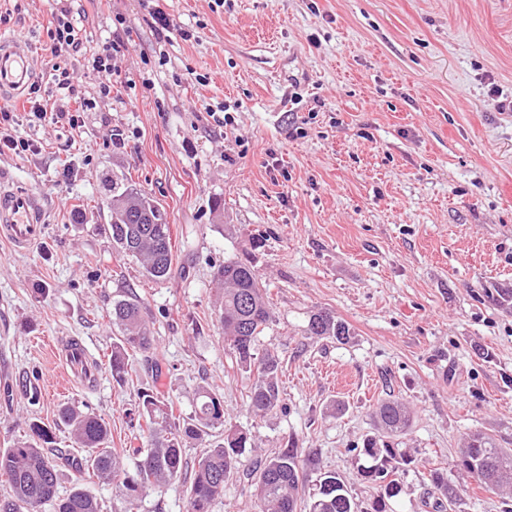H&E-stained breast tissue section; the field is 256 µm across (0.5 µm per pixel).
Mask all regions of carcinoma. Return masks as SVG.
<instances>
[{
    "mask_svg": "<svg viewBox=\"0 0 512 512\" xmlns=\"http://www.w3.org/2000/svg\"><path fill=\"white\" fill-rule=\"evenodd\" d=\"M105 205L112 213L109 231L113 246L136 259L149 279L162 282L170 278L173 246L165 209L115 173L112 195ZM215 277L224 291L219 322L232 362L257 374L248 407L256 415H266L283 407V397L277 378L278 355L269 350L257 354L258 336L271 318L259 276L250 262L228 260L217 267ZM112 324L120 336L112 343L108 364L112 378L121 382L128 374L129 352H150L153 336L137 299L112 305ZM308 327L314 336L341 343L350 337V328L326 310L312 314ZM134 415L145 422L146 446L110 448V432L103 419L70 406L59 411L60 422L85 449V455L73 457L69 466L80 474L90 471L98 480L115 485L126 503L125 512H135L147 491L158 490L182 475L185 440L203 443L212 431L221 428L223 441L205 448L197 461L189 488V512H213V505L224 495V485L239 474L254 486L251 512H361L334 472L322 473L318 493L310 495L305 464L295 448H281L244 468V458L252 451L249 437L240 430L224 428V396L208 384L197 386L195 408L188 418L175 415L172 399L155 388L138 393ZM376 418L380 435L366 439L360 449L365 460L361 476L381 488L373 512H387L386 500L399 492L392 476L409 464V459L390 447L385 438L406 430L411 411L393 399L377 407ZM50 443V431L33 421L28 434L9 448H0V474L8 477L11 487L10 496L0 499V512H41L47 504L54 512H101L97 499L78 483L66 496L58 495L59 456L49 448ZM461 466L490 490H512V448L498 447L483 433L470 436ZM431 482L437 507L457 499L458 489L449 485L442 473H433Z\"/></svg>",
    "mask_w": 512,
    "mask_h": 512,
    "instance_id": "carcinoma-1",
    "label": "carcinoma"
}]
</instances>
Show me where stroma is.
I'll list each match as a JSON object with an SVG mask.
<instances>
[{
  "mask_svg": "<svg viewBox=\"0 0 512 512\" xmlns=\"http://www.w3.org/2000/svg\"><path fill=\"white\" fill-rule=\"evenodd\" d=\"M55 0H0V31L30 42L40 94L59 93L44 64ZM81 55L67 62L78 135L20 123L36 153L0 155V175L43 198L34 248L0 240V448L29 422L54 452L82 450L58 410L102 418L112 447L144 443L129 411L143 387L194 409L206 383L224 395V424L248 433L252 458L295 445L312 457L307 489L336 473L371 512L358 448L374 411L398 398L412 410L394 440L411 460L388 512H434L433 471L461 495L451 512H512V495L461 470L469 435L512 448V0H83ZM190 40L159 41L151 9ZM121 50L112 92L100 96L84 60L107 41ZM205 83H198V76ZM123 141L107 140L108 129ZM124 174L168 214L173 273L163 283L117 252L103 203ZM252 262L272 318L258 352L280 359L286 409L248 408L256 373L233 368L217 320L214 273ZM134 295L153 328L124 382L108 366L114 302ZM331 310L349 342L312 336ZM80 341L94 376H68L57 357ZM36 389L24 394L19 381ZM101 512H124L114 486L60 465Z\"/></svg>",
  "mask_w": 512,
  "mask_h": 512,
  "instance_id": "obj_1",
  "label": "stroma"
}]
</instances>
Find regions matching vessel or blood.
I'll list each match as a JSON object with an SVG mask.
<instances>
[{
  "mask_svg": "<svg viewBox=\"0 0 512 512\" xmlns=\"http://www.w3.org/2000/svg\"><path fill=\"white\" fill-rule=\"evenodd\" d=\"M40 81L27 42L0 33V99H25ZM45 232L44 210L30 191L0 185V240L22 251L38 243Z\"/></svg>",
  "mask_w": 512,
  "mask_h": 512,
  "instance_id": "1",
  "label": "vessel or blood"
}]
</instances>
